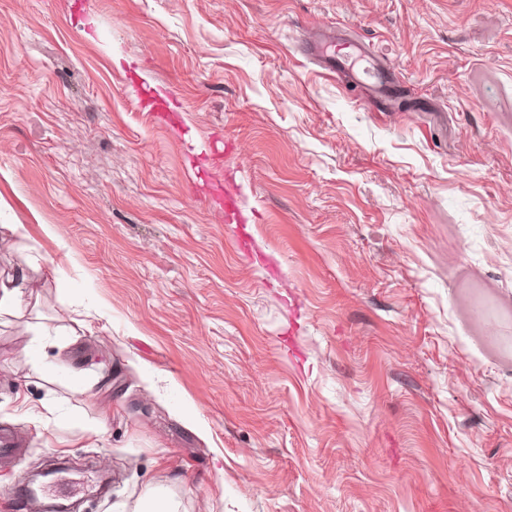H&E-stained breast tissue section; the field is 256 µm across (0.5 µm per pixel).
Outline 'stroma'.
I'll list each match as a JSON object with an SVG mask.
<instances>
[{"mask_svg": "<svg viewBox=\"0 0 512 512\" xmlns=\"http://www.w3.org/2000/svg\"><path fill=\"white\" fill-rule=\"evenodd\" d=\"M216 150L248 223L186 183ZM22 271L0 512L49 455L86 512H512V0H0ZM338 42H342L345 48L349 50L347 58H360L366 63L364 67L353 70L354 66L349 64L348 60H346L338 69L345 70L348 65L350 68V72H348L349 77L352 80L366 84L372 96L387 94L393 89V76L391 72L388 71V67L373 58L363 42L360 40L336 38V41H332L335 48ZM140 101L143 106L149 107L150 111L160 113L161 117L171 125L181 123L180 115L169 106L167 100L158 90H148L141 93Z\"/></svg>", "mask_w": 512, "mask_h": 512, "instance_id": "35a3bbf8", "label": "stroma"}]
</instances>
